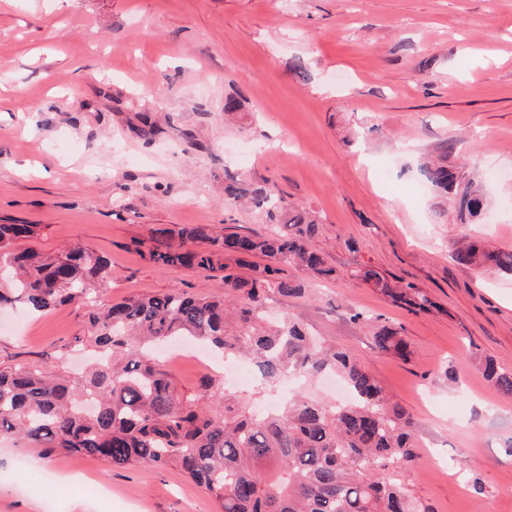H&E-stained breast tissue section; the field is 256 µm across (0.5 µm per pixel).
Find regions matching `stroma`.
<instances>
[{"label":"stroma","instance_id":"obj_1","mask_svg":"<svg viewBox=\"0 0 512 512\" xmlns=\"http://www.w3.org/2000/svg\"><path fill=\"white\" fill-rule=\"evenodd\" d=\"M297 57L306 77L291 70ZM229 95L242 112L225 114ZM145 115L149 139L135 132ZM448 143L449 166L486 200L466 225L419 175ZM228 172L276 185L319 220L312 246L334 278L271 296L263 312L268 327L292 321L356 354L410 413L411 459L388 476L430 512H512V396L479 366L512 371V276L450 257L465 236L512 248V0H0V223L40 225L32 245L46 254L78 242L106 256L101 301L217 292L219 274L157 268L134 244L183 224L271 231L264 211L225 206ZM359 263L413 283L435 309L409 312L353 280ZM382 325L408 357L375 347ZM88 332L71 305L2 309L0 369L84 370L90 350L69 342ZM166 367L179 391L209 376L251 410L290 388L240 385L192 358ZM0 512L217 506L175 470L116 471L4 441Z\"/></svg>","mask_w":512,"mask_h":512}]
</instances>
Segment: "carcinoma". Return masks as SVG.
Returning <instances> with one entry per match:
<instances>
[{
	"label": "carcinoma",
	"mask_w": 512,
	"mask_h": 512,
	"mask_svg": "<svg viewBox=\"0 0 512 512\" xmlns=\"http://www.w3.org/2000/svg\"><path fill=\"white\" fill-rule=\"evenodd\" d=\"M422 180L449 195L461 223L478 217L485 197L475 183L448 166V147L419 167ZM244 199L281 224L269 234L215 235L207 225L158 228L150 243L135 242L142 259L167 269L224 271V259H265L252 276H222L224 294L166 293L131 296L99 304L94 290L109 274V261L87 248L48 256L19 241L39 236V224H0V309L37 314L64 305L86 309L90 333L67 347L86 346L99 356L79 378L51 377L26 367L0 370V437H19L49 453L97 457L114 470L141 464L177 469L203 486L219 512H428L407 490L377 471L410 458L412 420L389 403L375 378L355 355L322 351L314 337L288 323L275 332L260 328V309L271 295L306 296L305 282L283 267L296 264L328 278L334 269L311 248L319 224L296 211L273 186L256 187L224 173V202ZM453 260L470 267L491 264L512 275V249L489 251L461 243ZM352 277L410 311L432 307L413 284L389 280L358 265ZM384 351L404 356L407 343L384 325L374 336ZM181 342L214 356L245 354L255 359L261 379L280 380L290 372L315 375L330 365L343 376L354 401L344 407L295 397L273 416L256 414L216 396L210 378L199 392L177 391L156 358ZM483 373L497 391L512 395V372L491 359Z\"/></svg>",
	"instance_id": "cac0c4a2"
}]
</instances>
